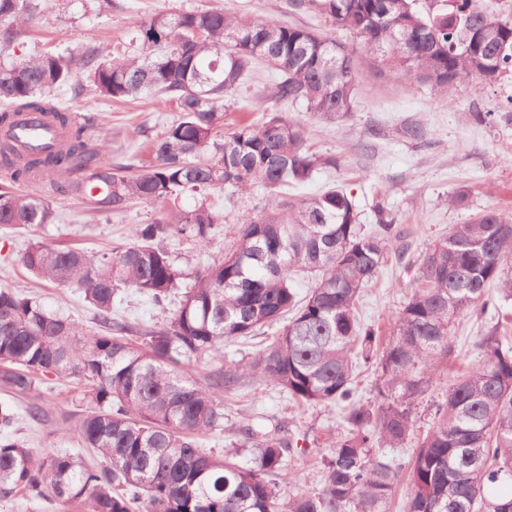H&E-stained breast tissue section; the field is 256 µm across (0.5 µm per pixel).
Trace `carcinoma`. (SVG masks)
Wrapping results in <instances>:
<instances>
[{
  "instance_id": "carcinoma-1",
  "label": "carcinoma",
  "mask_w": 512,
  "mask_h": 512,
  "mask_svg": "<svg viewBox=\"0 0 512 512\" xmlns=\"http://www.w3.org/2000/svg\"><path fill=\"white\" fill-rule=\"evenodd\" d=\"M54 0H0V127L22 112H41L66 131L60 147L22 154L0 141V226L38 227L56 219L53 198L77 196L101 212L134 201L160 203L162 216L136 224L128 242L99 253L36 242L18 257L34 277L74 286L94 311L87 331L13 288H0V498L47 499L58 512H388L406 485L405 512H512V336L502 331L501 303L512 300V214L489 207L433 244L393 334L381 342L362 325L357 301L383 266L395 217L375 204L377 228L359 229L352 193L336 185L296 202L283 190L337 169L334 155L307 146L301 122L265 106L257 121L224 132V102L265 64L278 72L270 98L335 123L352 110L360 83L356 51L382 73L448 93L471 78L496 83L512 73V16L482 10L477 0H440L422 12L416 0H288L355 35L348 47L327 33L259 21L215 7L158 13L138 24L141 56L114 58L96 47L68 55L17 58L26 29ZM87 75L98 96L171 103L179 119L149 141V165L114 163L90 121L78 125L50 92ZM488 126L512 123L511 112H475ZM261 183L272 193L246 216L232 249L194 273V284L161 323L113 314L120 289L164 305L185 272L165 245L192 239L204 246L223 215L210 193ZM12 184H32L28 193ZM184 195L200 198L182 208ZM309 273L298 298L293 276ZM495 291L498 299L489 296ZM292 314L271 343L246 363L231 362L197 382L186 360L223 355L232 337L263 334ZM471 314L491 321L476 340L477 363L448 383L433 404L434 423L407 466L391 455L414 433L423 396L453 350L451 328ZM377 373L372 399L355 403L353 375ZM42 375L84 389L92 411L64 429L87 454L69 448L38 453L11 438L14 402ZM260 378L302 405L344 403V431L328 437L319 492L296 484L285 467L294 442L286 426L245 418L238 453L199 447L224 423V395Z\"/></svg>"
}]
</instances>
